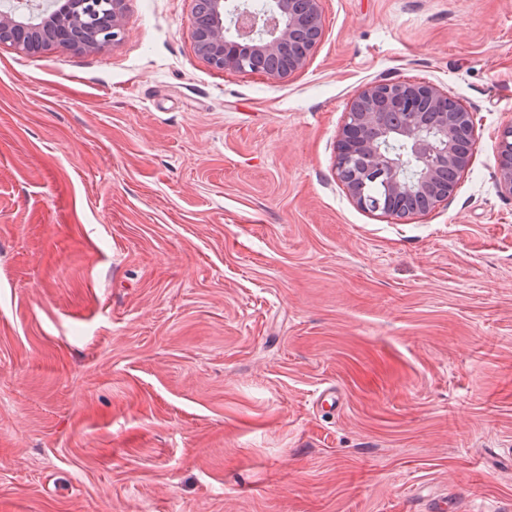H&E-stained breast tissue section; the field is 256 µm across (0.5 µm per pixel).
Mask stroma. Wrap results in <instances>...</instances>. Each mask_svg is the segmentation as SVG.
Segmentation results:
<instances>
[{"label":"stroma","mask_w":512,"mask_h":512,"mask_svg":"<svg viewBox=\"0 0 512 512\" xmlns=\"http://www.w3.org/2000/svg\"><path fill=\"white\" fill-rule=\"evenodd\" d=\"M193 7L0 46V512H512V0H322L277 81L207 64ZM380 79L475 115L406 222L334 172ZM496 173L500 189L512 196V123L498 135Z\"/></svg>","instance_id":"stroma-1"}]
</instances>
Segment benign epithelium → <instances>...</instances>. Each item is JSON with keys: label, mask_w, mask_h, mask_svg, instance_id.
Returning a JSON list of instances; mask_svg holds the SVG:
<instances>
[{"label": "benign epithelium", "mask_w": 512, "mask_h": 512, "mask_svg": "<svg viewBox=\"0 0 512 512\" xmlns=\"http://www.w3.org/2000/svg\"><path fill=\"white\" fill-rule=\"evenodd\" d=\"M124 0H7L0 5V45L23 52L57 44L91 51L122 40ZM194 38L212 67L252 70L256 58L288 61L266 73L283 79L302 69L323 35L321 0H196ZM401 143V150L389 143ZM476 144L474 114L430 82L381 79L349 103L336 141L335 174L360 209L406 221L451 198L456 177L471 162ZM415 177L405 175L407 163ZM500 189L512 195V123L498 135ZM382 181L390 208L364 191L366 177Z\"/></svg>", "instance_id": "7a95c632"}]
</instances>
